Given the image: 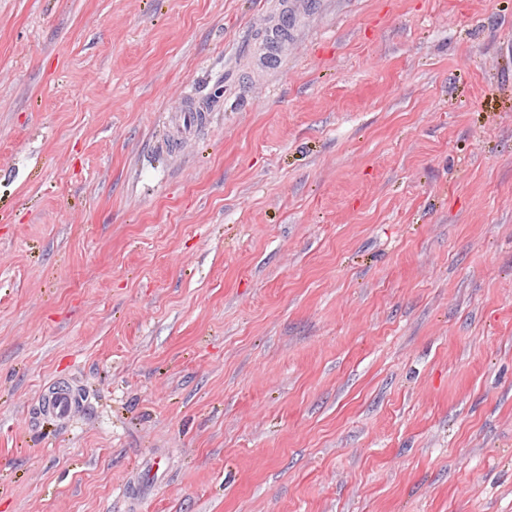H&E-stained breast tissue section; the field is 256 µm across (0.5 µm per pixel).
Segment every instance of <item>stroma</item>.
I'll return each mask as SVG.
<instances>
[{
    "label": "stroma",
    "instance_id": "35a3bbf8",
    "mask_svg": "<svg viewBox=\"0 0 512 512\" xmlns=\"http://www.w3.org/2000/svg\"><path fill=\"white\" fill-rule=\"evenodd\" d=\"M301 8L0 0V512H512V0ZM284 12L279 23L274 26L268 34L264 42L261 44L257 52V61L265 67L273 63L279 56V48L281 43L288 36L289 24L292 19L289 18L288 5L283 7ZM50 410L63 420H70L74 417L76 409V396L65 387L59 388L53 400L50 401Z\"/></svg>",
    "mask_w": 512,
    "mask_h": 512
}]
</instances>
